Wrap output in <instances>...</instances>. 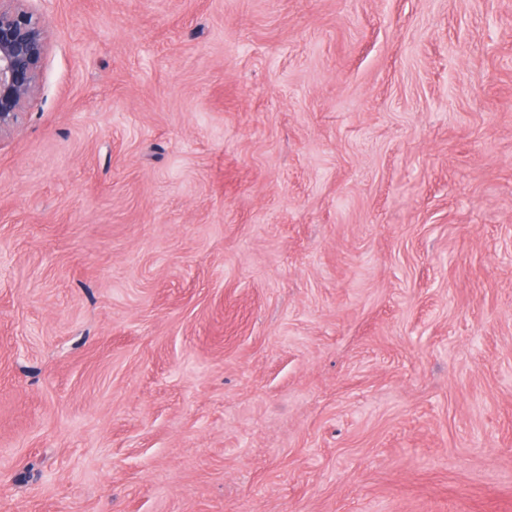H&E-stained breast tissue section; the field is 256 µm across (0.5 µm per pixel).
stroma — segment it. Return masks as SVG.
<instances>
[{
  "label": "stroma",
  "mask_w": 512,
  "mask_h": 512,
  "mask_svg": "<svg viewBox=\"0 0 512 512\" xmlns=\"http://www.w3.org/2000/svg\"><path fill=\"white\" fill-rule=\"evenodd\" d=\"M32 6L0 512H512V0Z\"/></svg>",
  "instance_id": "obj_1"
}]
</instances>
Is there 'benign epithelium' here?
<instances>
[{"label": "benign epithelium", "mask_w": 512, "mask_h": 512, "mask_svg": "<svg viewBox=\"0 0 512 512\" xmlns=\"http://www.w3.org/2000/svg\"><path fill=\"white\" fill-rule=\"evenodd\" d=\"M29 0H0V135L35 99L47 53V21Z\"/></svg>", "instance_id": "benign-epithelium-1"}]
</instances>
